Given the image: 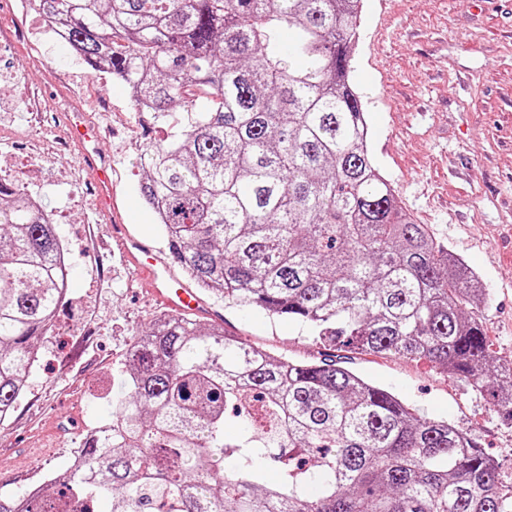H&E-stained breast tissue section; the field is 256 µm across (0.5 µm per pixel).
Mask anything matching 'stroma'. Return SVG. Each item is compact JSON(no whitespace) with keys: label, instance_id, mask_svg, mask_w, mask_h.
I'll list each match as a JSON object with an SVG mask.
<instances>
[{"label":"stroma","instance_id":"1","mask_svg":"<svg viewBox=\"0 0 512 512\" xmlns=\"http://www.w3.org/2000/svg\"><path fill=\"white\" fill-rule=\"evenodd\" d=\"M352 80L381 173L417 223L477 273L478 313L496 357L512 362V0H363ZM13 49L0 83V182L38 196L70 255L69 292L39 342L38 362L0 422V492L23 494L71 464L88 428L111 418L127 356L167 307L134 274L81 169L66 117L84 113L112 158V212L127 235L166 247L138 185L139 155L166 135L137 113L125 85L48 38L35 15L0 8ZM225 331L274 355L314 360L305 328L204 294ZM349 368L427 415L467 430L512 485V425L465 383L425 360L347 352Z\"/></svg>","mask_w":512,"mask_h":512}]
</instances>
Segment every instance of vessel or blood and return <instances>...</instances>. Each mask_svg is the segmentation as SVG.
Segmentation results:
<instances>
[{"mask_svg": "<svg viewBox=\"0 0 512 512\" xmlns=\"http://www.w3.org/2000/svg\"><path fill=\"white\" fill-rule=\"evenodd\" d=\"M70 126L78 156L94 182L100 204L102 208H109L112 205L111 160L96 148L98 129L87 122L80 112L72 113ZM120 246L125 260L134 266L136 273L150 279L154 293L161 302L185 315L200 313V299L191 289L171 277L160 254L155 253L143 240L133 237L121 238Z\"/></svg>", "mask_w": 512, "mask_h": 512, "instance_id": "vessel-or-blood-1", "label": "vessel or blood"}]
</instances>
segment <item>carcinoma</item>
<instances>
[{"label":"carcinoma","instance_id":"carcinoma-1","mask_svg":"<svg viewBox=\"0 0 512 512\" xmlns=\"http://www.w3.org/2000/svg\"><path fill=\"white\" fill-rule=\"evenodd\" d=\"M135 109L174 117L139 157L173 259L224 303L331 347L425 359L512 423L473 270L400 207L349 76L361 0H31ZM50 212L0 183V418L68 291ZM279 464L265 480L259 461ZM512 512L471 435L328 352L295 361L183 315L129 353L112 421L0 512Z\"/></svg>","mask_w":512,"mask_h":512}]
</instances>
